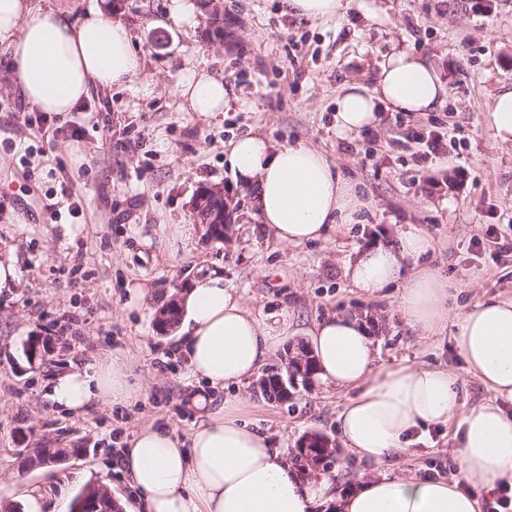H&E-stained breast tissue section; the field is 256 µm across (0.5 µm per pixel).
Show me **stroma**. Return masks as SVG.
I'll return each instance as SVG.
<instances>
[{
  "label": "stroma",
  "mask_w": 512,
  "mask_h": 512,
  "mask_svg": "<svg viewBox=\"0 0 512 512\" xmlns=\"http://www.w3.org/2000/svg\"><path fill=\"white\" fill-rule=\"evenodd\" d=\"M343 2L336 16L313 20L283 13L281 0H224V41L208 46L203 10L194 25L159 27L169 0H125L120 18L156 83L153 97L97 91L42 124L7 80L0 53V256L14 257L20 276L0 292V512H51L55 499L94 483L131 501L122 448L149 426L185 437L197 417L180 341L157 330L155 314L176 285L213 271L260 322L290 329L286 348L303 345L305 330L332 314H356L374 323L377 362L448 368L464 409L492 399L467 373L455 337L476 300L512 292L504 252L512 244V147L487 123L494 96L512 88V0H382L376 14L360 0ZM398 48L433 66L447 97L430 112H386L377 128L337 138L338 93L353 81L374 86ZM191 68L223 78L233 93L226 112L205 120L182 110L177 90ZM432 130L456 142L420 159L406 142ZM245 134L325 152L363 202L356 223L320 241L278 244L224 160L229 141ZM65 185L83 202L78 216L60 202ZM209 185L223 186L230 204V242L206 241L193 221L191 201ZM180 224L192 225L190 240L178 235ZM415 230L432 243L423 264L448 285L450 315L430 336L404 323L397 288L368 298L343 275L363 250ZM36 336L49 348L33 359L27 346ZM112 355L127 358L140 398L79 416L57 411L47 396L53 380ZM242 392V417L283 450L308 432L335 436L354 396L318 378L296 381L285 402L249 383ZM452 432L428 427L386 465L340 454L330 477L345 492L361 473L451 475ZM48 446L68 449L67 460L28 464Z\"/></svg>",
  "instance_id": "stroma-1"
}]
</instances>
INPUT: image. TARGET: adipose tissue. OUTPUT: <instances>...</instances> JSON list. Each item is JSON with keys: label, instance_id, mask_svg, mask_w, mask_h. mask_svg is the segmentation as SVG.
Masks as SVG:
<instances>
[{"label": "adipose tissue", "instance_id": "obj_1", "mask_svg": "<svg viewBox=\"0 0 512 512\" xmlns=\"http://www.w3.org/2000/svg\"><path fill=\"white\" fill-rule=\"evenodd\" d=\"M68 15L28 0H0V47L11 55L26 101L61 115L95 87L154 93L124 22L100 10L76 23ZM446 93L433 67L409 50L393 51L374 87L353 82L337 96L336 133L347 138L373 128L385 111H429ZM178 94L188 111L205 119L231 102L223 80L204 70L188 71ZM227 162L236 181L252 190L262 224L283 244L320 240L332 225L355 223L362 206L327 155L309 146L249 134L230 141ZM430 247L428 236L407 231L397 244L362 251L344 275L368 297L399 285L402 318L429 334L448 317L445 284L419 263ZM179 306L189 374L207 388L242 384L283 341L245 309L219 273L196 279ZM457 327L456 346L468 372L495 395L465 410L448 369L376 364L370 330L359 316L332 315L308 334L320 377L356 391L338 415V439L347 454L383 465L405 451L419 428L451 423L458 459L452 476L361 475L345 493L323 476L302 479L268 436L238 415L243 400L235 397L206 410L185 439L151 427L131 439L123 463L136 499L126 512H315L324 505L333 512H481L484 494L512 486V413L505 408L512 403V297L476 301ZM50 397L80 414L92 405L131 404L138 392L124 359L112 357L60 375Z\"/></svg>", "mask_w": 512, "mask_h": 512}]
</instances>
